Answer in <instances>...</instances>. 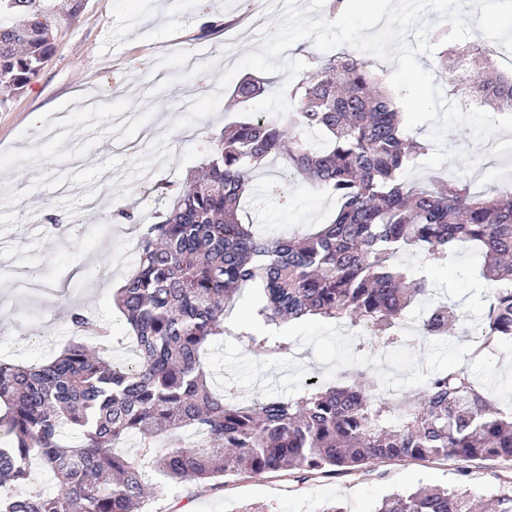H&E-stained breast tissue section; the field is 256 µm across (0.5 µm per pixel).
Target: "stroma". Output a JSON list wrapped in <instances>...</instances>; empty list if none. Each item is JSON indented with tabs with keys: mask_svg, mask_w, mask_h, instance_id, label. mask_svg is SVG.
I'll return each mask as SVG.
<instances>
[{
	"mask_svg": "<svg viewBox=\"0 0 512 512\" xmlns=\"http://www.w3.org/2000/svg\"><path fill=\"white\" fill-rule=\"evenodd\" d=\"M283 0H82L79 14L58 11L52 20L54 52L40 73L18 95L0 105V264L12 271L37 267L42 290L27 296L0 288V359L23 366L43 364L76 338L69 315L81 309L112 329V356L133 360L128 326L114 302L112 280L132 272L137 236L122 225H108L97 210L77 207V198L108 197L133 207L139 224L157 223L168 205L162 186L181 188L208 162L213 140L235 121L231 90H218V78L246 52L262 45L261 28L273 26ZM221 92L227 108L178 129L160 132L162 120H176L191 102ZM44 117L31 124V114ZM500 147L474 145L461 126L454 150L479 161L462 173L460 160L413 175L423 184L433 177L463 180L472 191L494 194L512 188V133L496 136ZM162 146L165 161L131 182L132 164ZM279 166L255 169L251 196L242 218L290 234L327 223L336 197L301 183L279 196ZM68 217L66 231L44 233L48 214ZM99 268L96 280L78 277L85 261ZM437 299L458 305L465 320L449 340L416 337L406 350L381 354L373 340L354 327L311 317L283 328L288 355L259 359L244 339L212 344L205 363L216 385L230 384L239 401L256 396L294 395L306 380L340 384L344 372L361 365L367 381L392 388L395 396L417 390L418 361L434 369L465 367L497 405L512 406V374L498 364L512 357L503 341L486 357H471L467 338L484 316L490 287L480 276L474 250L459 251L451 266L431 271ZM466 487L475 497L512 487V460H430L378 462L370 469L303 476L269 473L236 477L221 486L184 482L150 505L151 512H323L338 503L348 512H373L387 494L420 486Z\"/></svg>",
	"mask_w": 512,
	"mask_h": 512,
	"instance_id": "35a3bbf8",
	"label": "stroma"
}]
</instances>
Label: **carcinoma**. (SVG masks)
<instances>
[{
	"label": "carcinoma",
	"instance_id": "1",
	"mask_svg": "<svg viewBox=\"0 0 512 512\" xmlns=\"http://www.w3.org/2000/svg\"><path fill=\"white\" fill-rule=\"evenodd\" d=\"M54 0H0V89L19 93L54 51ZM485 77L475 82L467 55L443 54L438 71L453 95L512 111V79L489 78L493 52L476 48ZM370 55L311 56L288 85V110L250 113L224 131L205 174L187 183L138 243L137 269L116 292L130 325L136 361L107 355L109 329L83 311L72 342L54 359L22 366L0 359V512H138L163 486L247 475L367 468L382 460L512 459V410L488 401L465 369L422 370L421 388L400 402L364 384L350 368L340 385L313 383L296 396L248 404L213 387L204 359L225 337H245L257 357H283L285 323L306 316L349 321L383 351L406 345L403 314L429 295L428 278L407 281L402 255L445 267L470 246L480 274L512 278V196L473 194L460 181L427 187L400 179L410 155L426 149L405 135L396 102ZM463 68L460 79L452 77ZM272 89L251 76L235 86L245 105ZM282 169L281 193L301 179L336 195L333 219L313 233L274 237L240 221L258 161ZM262 289V326L225 324L233 297ZM461 314L434 301L421 335L446 338ZM512 339V288L495 289L476 336L492 352ZM141 453L120 448L129 436ZM166 438L156 451L155 440ZM56 480L51 494L21 493L32 460ZM490 512H512V491L497 489ZM375 512H474L467 489L421 487L384 498Z\"/></svg>",
	"mask_w": 512,
	"mask_h": 512
}]
</instances>
